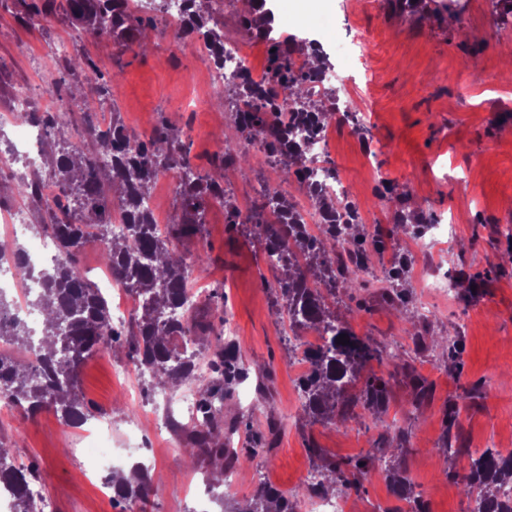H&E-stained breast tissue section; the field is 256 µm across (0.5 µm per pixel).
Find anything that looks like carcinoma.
I'll return each mask as SVG.
<instances>
[{
	"instance_id": "cac0c4a2",
	"label": "carcinoma",
	"mask_w": 512,
	"mask_h": 512,
	"mask_svg": "<svg viewBox=\"0 0 512 512\" xmlns=\"http://www.w3.org/2000/svg\"><path fill=\"white\" fill-rule=\"evenodd\" d=\"M66 9L77 29L94 38L106 37L119 45L143 43L145 30L152 20L132 22V14L125 0H65ZM187 30L206 37L215 54H224V28L212 21L213 7L196 8V0H189ZM271 12L266 0H247V10L240 15L241 32L267 38L269 48L266 68L269 86L254 83L249 72L240 75V82L228 88L231 106L244 101L246 109L231 112L236 138L224 140L215 153V159L226 167L251 158L248 146L268 158L284 157L283 180L290 178L308 183L310 196L319 210L328 214L320 236L306 234L303 217L284 197L262 191L250 207L248 221L240 219L238 206L224 190V183L207 170H195L189 160L187 135L183 130L163 126L151 139L134 141L120 123L114 121L100 130L90 141L74 143L70 149L52 158L53 184L58 198L65 200L77 195L81 220L76 222L70 207L61 213L51 212L50 223L36 225L37 232L52 237L57 249L55 263L39 271L30 269L28 277L38 287L31 305L50 317L53 330L51 344L35 341L24 319L13 311L14 303L0 295V339L32 353L38 364L25 367L14 359L0 354V392L9 395L22 408L36 413L51 406L65 424L74 426L89 419L88 410L77 392L79 369L92 356L112 343L121 341L127 348L129 360L151 372L153 390L165 393L193 379L199 399V423L190 427L184 453L191 459L197 452L208 453L215 467L224 469L239 460L236 453L224 448V420L222 410L214 403L224 401V370L231 369L238 360V351L224 345L222 336L211 343L208 337L215 326L208 321L203 308L189 296L187 284L193 273L208 263L207 253L181 254L173 241L195 235L200 230L198 216L207 203L219 199L224 203L227 223L250 228L263 246L267 257L278 256L279 276L273 291L276 306L287 315L289 329H314L330 336L324 348L303 350L308 364L298 381L304 413L314 421L331 422L357 417L356 406H361L372 425L366 429L378 431L377 443L403 447L407 432L388 424L387 382L375 375L365 378L364 386L356 396L349 394L360 376L372 362L383 361L384 348L354 333L348 323L338 317L326 303L322 291L334 296L342 290L353 294L362 288L359 279L334 270L327 258L331 242L349 245L366 264L368 254L353 229L359 226L357 206L348 202L339 211L328 201L316 183L308 182L310 171L303 144L293 133L304 126L315 129L327 122L336 111L330 102L338 93L329 90L318 96L311 83L326 67L321 57L311 62L307 47L295 43L294 38L277 40L268 37ZM72 66L85 72L87 84L96 92L108 93V82L84 53L72 60ZM320 97L318 104L314 97ZM295 103L293 110L285 106ZM15 120L35 126L45 135L77 126L72 113L17 112ZM181 173L177 190L181 198L180 212L174 223L168 225L165 236H160L150 213L144 211L142 201L157 173L165 169ZM118 192V202L129 216V237H112L108 233L111 204L108 196ZM279 212L283 222L269 224L268 210ZM98 231L105 247L103 261L112 265L126 284L137 294L139 308L132 329L124 339L112 332V306L100 288L89 282L76 264L77 254L93 241ZM307 252L308 262L297 264L295 250ZM396 283L383 294L391 304L404 305L408 300L404 274H395ZM349 342L342 345L339 335ZM186 339L196 346L212 351L210 369L219 378L195 377L198 352L188 354L179 350L177 342ZM414 400L420 404L431 397L432 388L426 379L410 374ZM378 457L369 452L350 459L342 468L334 463L320 467L321 492L332 495L338 491L358 489L370 466L384 462V472L397 499L409 505L408 512H428L426 501L414 491L407 470L396 461H386L383 452ZM9 449L0 447V486L7 487L16 502V512H38L37 505L28 496V486L35 480L31 468L7 463ZM135 483L112 475L108 482L115 495L122 499L144 500L152 493L149 473L133 468ZM464 494L474 501L472 512H502L497 501L498 487L512 482V453L503 455L486 449L471 460L470 470L461 478ZM309 488L299 486L292 495L264 486L253 503L240 512H294L293 501L306 495Z\"/></svg>"
}]
</instances>
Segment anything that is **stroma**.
I'll list each match as a JSON object with an SVG mask.
<instances>
[{
	"label": "stroma",
	"mask_w": 512,
	"mask_h": 512,
	"mask_svg": "<svg viewBox=\"0 0 512 512\" xmlns=\"http://www.w3.org/2000/svg\"><path fill=\"white\" fill-rule=\"evenodd\" d=\"M458 15L428 19L405 11L394 0H292L306 17L322 11L338 19V37L367 44V64L350 65L342 93L359 99L365 132L337 129L329 154L351 193V199L374 223V235L386 244L370 253L365 277L368 305L358 309L349 294L337 292L335 311L357 335L380 343L391 356L372 369L388 383L387 423L408 430L404 462L429 512H472L460 483L475 450H512V82L500 74L512 58V24L495 21V0H459ZM146 49L119 47L77 35L64 9L54 5L40 26H33L21 0L0 8V113L9 111L15 87L31 86L43 77L60 79L58 94L82 86L58 52L63 37L74 39L77 52L88 53L99 70L113 76L109 92L97 106V122L128 123L141 138L153 136L162 122L190 130L187 141L192 167L211 169L217 143L234 136L226 112H196L194 95L209 91L203 60L190 53L173 54L162 34L161 14L153 16ZM24 162L10 141L0 142V213L21 207L32 223L24 239L35 240L36 225L49 216L41 201H21L14 193L25 175ZM391 181L400 202L379 199L376 189ZM419 207L432 219L456 217L453 242L436 241L425 256L411 259L405 274L411 296L432 267L445 265L455 280L454 293L438 299V313L421 320L415 310L383 301L381 274L403 255L406 236L393 216L397 205ZM202 231L182 239L180 251L205 252L210 261L194 273L191 287L206 301L210 321L231 319L242 370L224 385V435L241 456L234 486L224 490V512H236L255 492L254 478L283 493L300 486L308 470L321 462L340 463L367 454L376 432L357 420L346 424L313 423L304 416L297 388L304 368L291 357L288 327L279 320L270 286L275 272L262 245L244 229L231 228L223 207L210 204L200 216ZM475 286L463 299L461 278ZM426 338L416 345L414 335ZM456 340L461 364L448 358ZM127 351L88 359L80 369L78 392L95 420H111L112 448L126 447V413L134 409L116 367L128 365ZM432 386L430 399L414 405L404 365ZM253 391L251 407H241L240 387ZM460 411L452 429L453 454H436L449 404ZM170 426L150 434L149 446L160 461L153 470V495L138 502V512H180L187 498L202 494L216 474L207 454L188 459L179 417L164 409ZM79 431L64 424L50 408L0 420V445L15 465L35 468L54 512H125V505L99 491L93 463L74 456ZM323 449L316 458L310 447ZM253 458H246L247 449ZM381 467H373L359 491L351 493L352 512H379L395 505Z\"/></svg>",
	"instance_id": "35a3bbf8"
}]
</instances>
